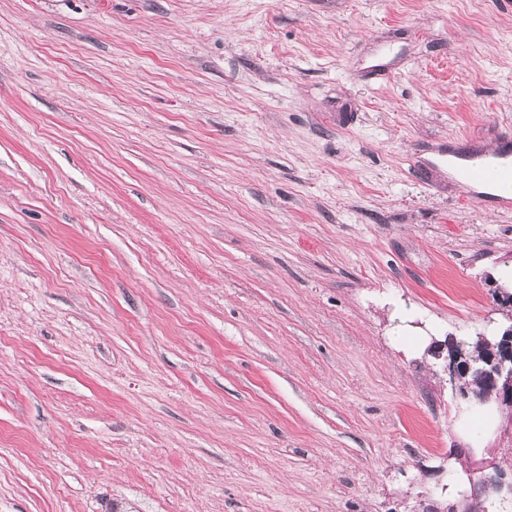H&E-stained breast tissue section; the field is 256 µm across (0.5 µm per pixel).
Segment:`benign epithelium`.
Instances as JSON below:
<instances>
[{"instance_id": "obj_1", "label": "benign epithelium", "mask_w": 512, "mask_h": 512, "mask_svg": "<svg viewBox=\"0 0 512 512\" xmlns=\"http://www.w3.org/2000/svg\"><path fill=\"white\" fill-rule=\"evenodd\" d=\"M448 382L458 389L459 396L469 407H482L495 403L509 410L512 417V328L503 337L501 353L490 361V368L479 371L482 390L470 391L464 385V379L475 372L474 366L460 352L448 357L445 366ZM512 492V482L505 483L502 474H483L481 487L484 491L499 493L503 487Z\"/></svg>"}]
</instances>
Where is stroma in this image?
<instances>
[{"mask_svg":"<svg viewBox=\"0 0 512 512\" xmlns=\"http://www.w3.org/2000/svg\"><path fill=\"white\" fill-rule=\"evenodd\" d=\"M507 135L497 0H0V512H512ZM496 160L467 164L460 170L463 186L470 192L474 185H486L504 189L500 195H489L491 202L501 208L512 207V151L510 138L504 139L502 151L495 154ZM512 327L503 337V347L501 353L490 361V368L485 363L483 356H488L495 350L496 344L501 337L493 342L486 339H479L475 342L452 341L448 344V349L455 347L454 351L463 349L470 358H478L475 363L480 370V382L482 390L470 391L464 385V379L473 382L477 377L470 375L475 373L474 366L466 360L464 352L448 356V362L444 371L448 375V382L452 387L457 388L459 396L468 407H482L494 402L499 407H506L509 410V416L512 418ZM493 344V345H491ZM474 356H473V355ZM476 356V357H475Z\"/></svg>","mask_w":512,"mask_h":512,"instance_id":"stroma-1","label":"stroma"}]
</instances>
